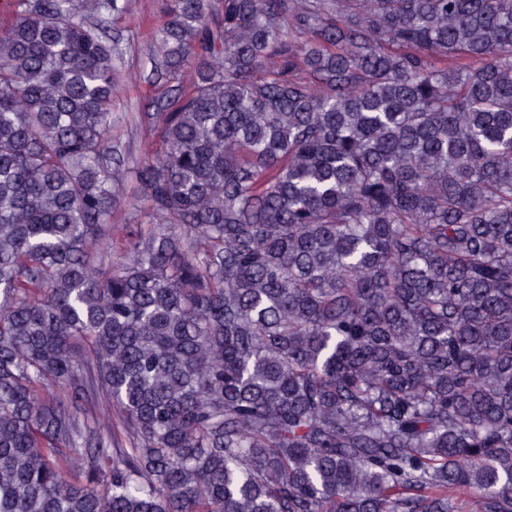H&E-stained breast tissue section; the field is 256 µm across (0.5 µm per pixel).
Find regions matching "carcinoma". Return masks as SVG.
Here are the masks:
<instances>
[{"instance_id": "carcinoma-1", "label": "carcinoma", "mask_w": 512, "mask_h": 512, "mask_svg": "<svg viewBox=\"0 0 512 512\" xmlns=\"http://www.w3.org/2000/svg\"><path fill=\"white\" fill-rule=\"evenodd\" d=\"M10 5L0 512H512V0H169L98 266L116 0ZM124 215L118 217L117 223L112 224V246L108 253H96L92 255L95 264L112 263L119 264L126 260L127 253L125 239H127L130 228L124 224Z\"/></svg>"}]
</instances>
